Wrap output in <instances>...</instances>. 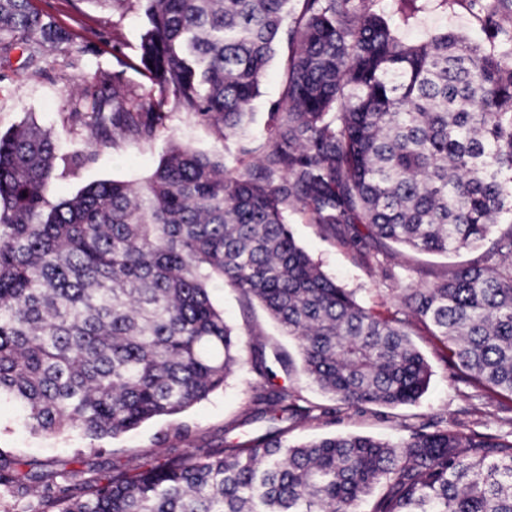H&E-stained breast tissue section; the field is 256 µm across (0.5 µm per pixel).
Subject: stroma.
<instances>
[{"mask_svg": "<svg viewBox=\"0 0 512 512\" xmlns=\"http://www.w3.org/2000/svg\"><path fill=\"white\" fill-rule=\"evenodd\" d=\"M31 6L53 20L66 38L42 47V70L38 73L24 68L20 51L0 54V132L32 121L50 133L57 145L50 202L70 199L103 180L142 185L173 145L221 157L233 168L256 164L269 108L285 88L286 63L292 52L288 41L280 42L268 64L245 132L222 140L209 125L176 112L153 140L121 137L116 145L94 149L87 142L85 128L71 121V106L81 93L83 77L100 73H120L129 88L144 97L150 94L147 78L131 66L145 19L137 8L120 14L111 5L101 6L94 0H31ZM376 9L407 41L448 29L489 50L500 48L512 33V0H415L411 5L405 0H376ZM78 153L84 154L85 160L72 165L70 159ZM288 227L298 245L328 276L354 292L362 306L377 312L396 307L401 288L447 278L475 257L471 251L440 256L408 250L396 259L394 278L385 279L373 258L361 257L323 226L312 223L304 212L289 211ZM210 297L240 339V361L223 388L178 415L151 420L116 439H94L70 429L32 433L22 427L16 409L1 402L0 454L14 460L20 470L66 471L80 483L111 474L116 467L130 472L140 469L152 461L160 441L178 446L177 434L183 430L201 456L225 442L264 434L273 424L257 417L253 401L256 387L263 384L250 367L258 353L273 363V384L288 390L310 410L306 420L281 422L292 442L334 434L399 442L409 437L412 428L433 423L487 436L512 432V403L478 387L449 361L440 341L423 325L414 326L411 335L432 369L422 397L400 408L375 404L351 407L305 377L295 342L281 332L262 306L248 302L219 279L212 282ZM279 354L291 359V369L275 363Z\"/></svg>", "mask_w": 512, "mask_h": 512, "instance_id": "1", "label": "stroma"}]
</instances>
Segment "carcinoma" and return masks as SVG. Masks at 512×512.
Returning a JSON list of instances; mask_svg holds the SVG:
<instances>
[{
  "instance_id": "1",
  "label": "carcinoma",
  "mask_w": 512,
  "mask_h": 512,
  "mask_svg": "<svg viewBox=\"0 0 512 512\" xmlns=\"http://www.w3.org/2000/svg\"><path fill=\"white\" fill-rule=\"evenodd\" d=\"M146 19L137 52L154 93L83 78L90 145L149 141L174 112L227 139L282 39L283 95L255 169L174 145L147 181L93 184L55 205L56 154L34 124L0 134V400L33 433L116 439L224 385L237 334L212 303L218 277L293 337L302 371L348 406L414 404L432 371L418 320L449 360L512 397V61L452 31L402 40L374 0H112ZM294 26L285 27L288 17ZM63 40L30 0H0V52ZM112 85V93L106 86ZM306 212L392 276L395 250L492 245L386 315L358 303L296 243ZM257 413L304 420L282 389ZM184 448L83 483L0 459V488L34 512H512V437L440 427L400 443L280 430L204 459Z\"/></svg>"
}]
</instances>
